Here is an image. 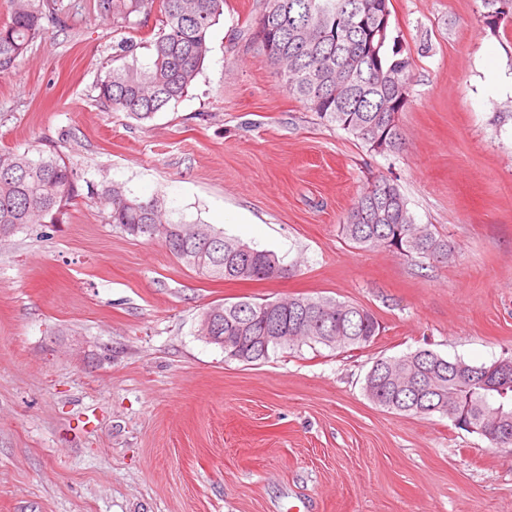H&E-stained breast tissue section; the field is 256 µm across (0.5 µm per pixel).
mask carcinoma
I'll return each mask as SVG.
<instances>
[{
    "label": "carcinoma",
    "instance_id": "1",
    "mask_svg": "<svg viewBox=\"0 0 512 512\" xmlns=\"http://www.w3.org/2000/svg\"><path fill=\"white\" fill-rule=\"evenodd\" d=\"M373 0H263L257 19L260 46L278 67L289 94L327 123L335 124L377 154L400 147L399 126L391 125L382 108L404 107L394 82L410 88L412 63L403 55L390 30L375 36V55L367 52L369 32L377 26L366 5ZM484 27L496 36L512 24V0H481ZM54 0H11L8 22L0 25V74L14 69L33 42L43 36L42 20L54 13ZM159 12V27L150 42L152 61L145 67L127 62L137 44L123 40L115 46L112 68L98 79V99L115 111L146 121L176 105L200 73L210 51L208 33L224 14V0H95L98 16L115 28H132L137 17ZM357 69L360 81L346 93L336 92V77ZM77 185L69 162L53 150H0V236L24 224H56ZM101 199L112 223L127 233L156 240L183 265L215 280L287 278L284 266L271 251L255 249L224 235L208 224L177 221L158 197L141 199L123 186L104 187ZM170 224L177 232L155 235L143 226ZM342 231L352 243L386 248L402 256L446 260L448 241L431 224H417L408 202L393 180L380 177L369 183L349 210ZM216 331L224 353L244 363L266 361L279 348L322 344L354 350L374 342L380 325L370 310L347 302L310 296L262 301L242 300L213 307ZM276 320L290 339L264 344L265 325ZM448 373V359L430 349L377 358L363 390L372 402L390 410L417 404L413 415L438 413L460 430L473 419L486 417L499 406L492 391L470 374ZM418 377L432 380L431 391H411ZM506 421L488 432L495 447L512 446V407Z\"/></svg>",
    "mask_w": 512,
    "mask_h": 512
}]
</instances>
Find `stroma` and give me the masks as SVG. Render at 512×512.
<instances>
[{
	"label": "stroma",
	"instance_id": "1",
	"mask_svg": "<svg viewBox=\"0 0 512 512\" xmlns=\"http://www.w3.org/2000/svg\"><path fill=\"white\" fill-rule=\"evenodd\" d=\"M55 2L58 21L0 77V149H53L78 185L62 223L0 238V512H512V447L363 390L381 355L512 356V120L494 122L512 94L488 90L512 74V34L485 29L481 0H391L411 90L402 145L381 155L285 90L259 0H225L195 83L148 121L105 109L95 86L121 40L149 62L156 16L117 29L94 0ZM379 176L449 260L344 238ZM112 183L298 271L204 278L113 224ZM294 295L360 304L380 334L249 365L197 332L214 305Z\"/></svg>",
	"mask_w": 512,
	"mask_h": 512
}]
</instances>
